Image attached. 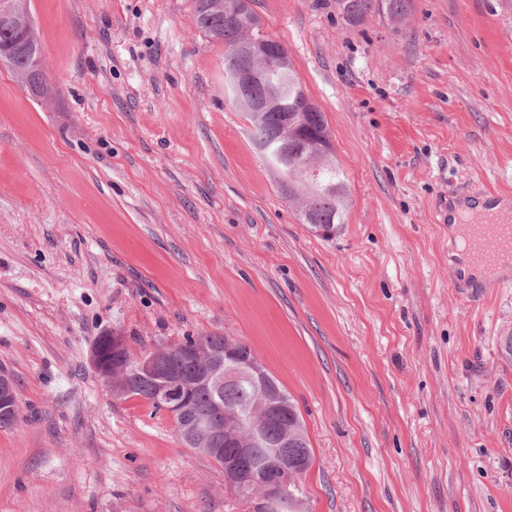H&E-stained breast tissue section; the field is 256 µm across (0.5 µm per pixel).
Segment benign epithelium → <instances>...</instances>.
I'll use <instances>...</instances> for the list:
<instances>
[{"label":"benign epithelium","mask_w":512,"mask_h":512,"mask_svg":"<svg viewBox=\"0 0 512 512\" xmlns=\"http://www.w3.org/2000/svg\"><path fill=\"white\" fill-rule=\"evenodd\" d=\"M225 7L235 10L243 19L240 47L248 60L245 68L225 75V91L233 94L237 104L247 111L251 119L257 120L262 113L275 108L276 101L270 96L256 100L247 95L252 85L260 80L261 68L257 67L256 63L264 65L280 60L283 56L282 45L279 41L262 35L254 36V30L260 28V22L253 9V0H226ZM314 110L315 104L308 97H302L300 111L290 117L289 127L281 131L282 143H288V130L299 128L302 113ZM163 352L198 363L197 372L183 379L180 382L181 387L205 383L216 390L214 406L224 412L227 419L226 427H213L205 422L196 421L188 425L186 432L190 437L201 438L211 455L224 458L225 486L239 495L246 493L243 472L253 469L252 446L258 436L252 435L249 442L241 438L240 426L247 418L248 412L224 407L221 388L227 384H248L268 403H273V397L265 386V374L261 363L255 355L243 351L238 340L232 336L226 337L222 349L183 344L177 347L168 346ZM127 353L128 346L124 337L112 332L103 333L90 347L89 361L115 397L128 395L137 380L161 377L156 366L157 354L149 353L130 360ZM14 401L12 378L0 372V422L6 424L13 420ZM299 438L298 430L285 427L278 438V447L273 449L272 461L275 462V468L281 470V477L273 490V493L278 495V498L273 500L275 512H296L298 506V501L288 500L285 490L288 489L290 480L298 478L306 471V462L288 453V448ZM226 443L236 446L234 455L224 456Z\"/></svg>","instance_id":"7a95c632"}]
</instances>
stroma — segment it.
<instances>
[{"instance_id": "obj_1", "label": "stroma", "mask_w": 512, "mask_h": 512, "mask_svg": "<svg viewBox=\"0 0 512 512\" xmlns=\"http://www.w3.org/2000/svg\"><path fill=\"white\" fill-rule=\"evenodd\" d=\"M323 112L348 201L316 237L224 94L192 0H29L49 97L0 68V512H254L89 362L214 333L297 401L302 512H512V266L477 298L440 206L512 221V0H255ZM345 21L359 23L366 15L377 12L390 20H404L411 11L412 0H338ZM15 394L12 385V378L0 372V422L9 423L14 416Z\"/></svg>"}]
</instances>
